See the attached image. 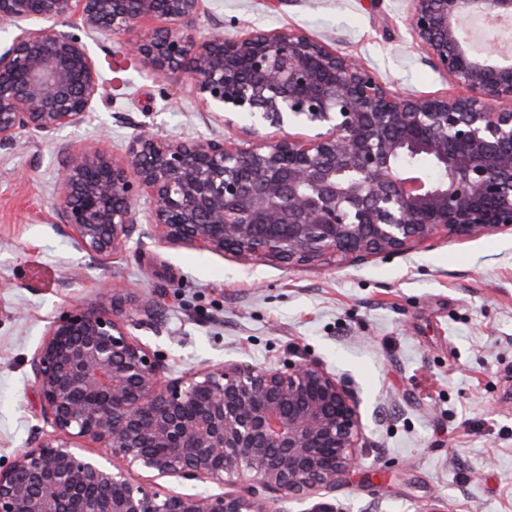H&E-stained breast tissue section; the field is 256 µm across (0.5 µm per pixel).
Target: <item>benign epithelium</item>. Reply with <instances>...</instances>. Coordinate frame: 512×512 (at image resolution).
Segmentation results:
<instances>
[{
  "label": "benign epithelium",
  "instance_id": "benign-epithelium-1",
  "mask_svg": "<svg viewBox=\"0 0 512 512\" xmlns=\"http://www.w3.org/2000/svg\"><path fill=\"white\" fill-rule=\"evenodd\" d=\"M201 2L0 0L14 31L0 49L1 147L86 119L102 82L84 35L124 37L153 73L183 72L214 120L250 119L246 146L142 133L121 158L61 147L54 210L78 250L116 252L141 201L143 234L161 243L288 264L512 227V61H494L495 40L460 37L512 20V0H412L410 33L464 89L453 97L392 93L299 28L203 35ZM133 306L107 287L49 325L31 370L50 431L0 467V512H266L261 491L303 500L356 468L362 416L346 380L312 360L167 378L166 358L128 330Z\"/></svg>",
  "mask_w": 512,
  "mask_h": 512
}]
</instances>
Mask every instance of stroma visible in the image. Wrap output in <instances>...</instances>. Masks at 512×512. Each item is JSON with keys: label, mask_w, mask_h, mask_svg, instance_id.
<instances>
[{"label": "stroma", "mask_w": 512, "mask_h": 512, "mask_svg": "<svg viewBox=\"0 0 512 512\" xmlns=\"http://www.w3.org/2000/svg\"><path fill=\"white\" fill-rule=\"evenodd\" d=\"M202 32L300 28L409 96L454 93L409 31V0H204ZM87 120L0 147V466L46 429L30 362L50 322L111 285L153 306L132 335L170 377L224 361L309 358L361 399L359 469L267 512H512V229L439 235L397 255L254 262L133 232L113 257L74 248L53 209L61 145L123 156L141 132L244 138L203 112L181 72L112 77Z\"/></svg>", "instance_id": "stroma-1"}]
</instances>
